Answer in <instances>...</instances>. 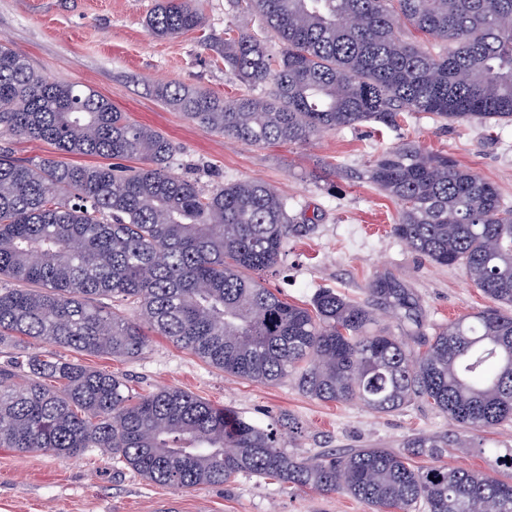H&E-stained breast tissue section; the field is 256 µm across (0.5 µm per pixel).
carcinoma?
I'll return each mask as SVG.
<instances>
[{
  "label": "carcinoma",
  "instance_id": "obj_1",
  "mask_svg": "<svg viewBox=\"0 0 512 512\" xmlns=\"http://www.w3.org/2000/svg\"><path fill=\"white\" fill-rule=\"evenodd\" d=\"M280 44L245 27L224 36V67L246 88L225 100L167 83L169 107L201 128L253 145L305 144L404 112L490 128L512 123V0H235ZM195 0H159V38L196 29ZM49 141L59 154L21 163L0 147V344L50 343L87 356L135 358L149 333L208 366L306 397L377 413L412 403L448 416L447 434L414 432L399 449L292 455L232 409L174 387L144 395L61 354L0 367V447L70 458L97 448L116 466L177 489L238 474L345 493L372 512H512L509 472L441 463L447 449L512 424V208L455 160L407 142L379 154L367 179L400 207L395 235L441 266L463 265L493 305L423 333L417 304L377 278L364 301L320 288L297 305L263 283L299 232L287 201L261 181L205 193L170 169L162 133L94 90L57 82L0 41V138ZM138 158L142 166L122 165ZM114 163H108V160ZM10 282L6 287L3 282ZM390 307L404 335L379 327ZM151 332H145V328Z\"/></svg>",
  "mask_w": 512,
  "mask_h": 512
}]
</instances>
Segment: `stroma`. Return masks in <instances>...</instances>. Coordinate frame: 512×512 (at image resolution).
<instances>
[{"mask_svg": "<svg viewBox=\"0 0 512 512\" xmlns=\"http://www.w3.org/2000/svg\"><path fill=\"white\" fill-rule=\"evenodd\" d=\"M157 0H0V40L26 55L52 80L76 83L107 97L133 122L161 131L173 144L172 171L206 191L261 180L288 201L303 232L288 238L264 284L289 302L309 301L320 288L350 299L367 296L369 281L395 278L415 298L426 335L489 300L463 267L439 266L411 250L392 232L395 201L364 179L383 150L414 141L473 170L512 206V124L492 129L468 122L441 123L413 112L396 125L363 124L321 134L302 145L257 146L198 127L156 96L158 84L180 82L224 98L241 84L224 68V29L238 20L231 0H197L204 24L159 39L145 20ZM72 360L123 377L132 392L177 387L231 408L276 430L288 453L313 456L332 449L400 447L411 433L442 434L447 416L425 405L387 414L362 404L323 403L301 394L289 380L257 385L213 369L163 337H152L134 359ZM291 416L300 429L281 426ZM487 452L448 450L444 463L495 474L494 449L512 448V425L485 435ZM180 512H369L346 494L322 495L252 475L234 482L176 490L125 471L115 472L98 449L62 459L43 452L0 448V512H157L162 499Z\"/></svg>", "mask_w": 512, "mask_h": 512, "instance_id": "obj_1", "label": "stroma"}]
</instances>
